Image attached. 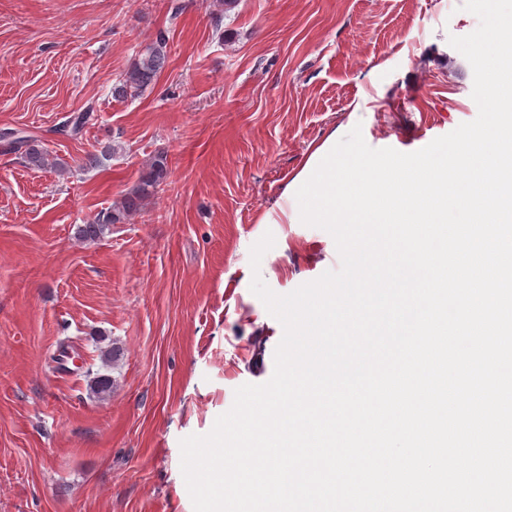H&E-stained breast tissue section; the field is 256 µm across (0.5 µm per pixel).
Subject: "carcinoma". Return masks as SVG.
I'll return each mask as SVG.
<instances>
[{
    "instance_id": "cac0c4a2",
    "label": "carcinoma",
    "mask_w": 512,
    "mask_h": 512,
    "mask_svg": "<svg viewBox=\"0 0 512 512\" xmlns=\"http://www.w3.org/2000/svg\"><path fill=\"white\" fill-rule=\"evenodd\" d=\"M166 31L158 32L155 40L147 45L130 67L112 85V97L125 99L144 92L162 73L167 63ZM91 111L73 115L62 123L69 136L80 134L88 122ZM10 149L22 152L26 162L37 168L51 167L63 171L65 162L51 156L34 138L15 132V140L8 143ZM169 168L163 152L152 157L145 165L137 185L113 206L100 211L96 217L77 227L76 237L94 241L104 237L114 224H125L142 208L143 203L167 180Z\"/></svg>"
}]
</instances>
